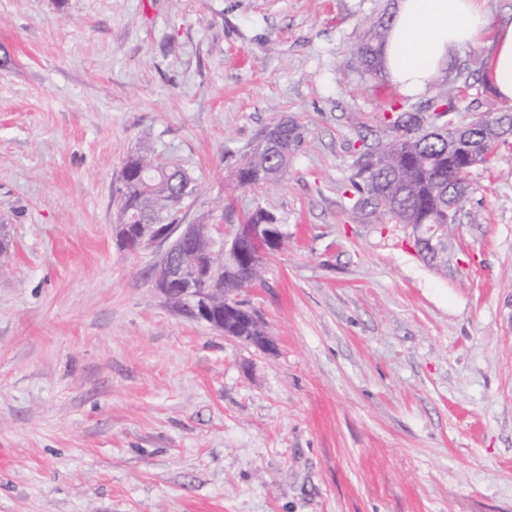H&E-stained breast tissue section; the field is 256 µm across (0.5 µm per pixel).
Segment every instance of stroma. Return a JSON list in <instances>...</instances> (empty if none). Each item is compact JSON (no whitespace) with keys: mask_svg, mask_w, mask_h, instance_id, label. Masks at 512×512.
<instances>
[{"mask_svg":"<svg viewBox=\"0 0 512 512\" xmlns=\"http://www.w3.org/2000/svg\"><path fill=\"white\" fill-rule=\"evenodd\" d=\"M397 0H0V512H512V145L428 259L345 191L396 88L355 47ZM465 51L413 104L465 86ZM288 176L230 171L275 117ZM145 143L184 224L288 229L241 300L268 345L176 315L113 194Z\"/></svg>","mask_w":512,"mask_h":512,"instance_id":"35a3bbf8","label":"stroma"}]
</instances>
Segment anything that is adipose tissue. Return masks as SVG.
Listing matches in <instances>:
<instances>
[{"instance_id":"adipose-tissue-1","label":"adipose tissue","mask_w":512,"mask_h":512,"mask_svg":"<svg viewBox=\"0 0 512 512\" xmlns=\"http://www.w3.org/2000/svg\"><path fill=\"white\" fill-rule=\"evenodd\" d=\"M486 28L484 0H398L382 70L401 91H422L464 51L479 48L494 96L512 103V23L491 34Z\"/></svg>"}]
</instances>
